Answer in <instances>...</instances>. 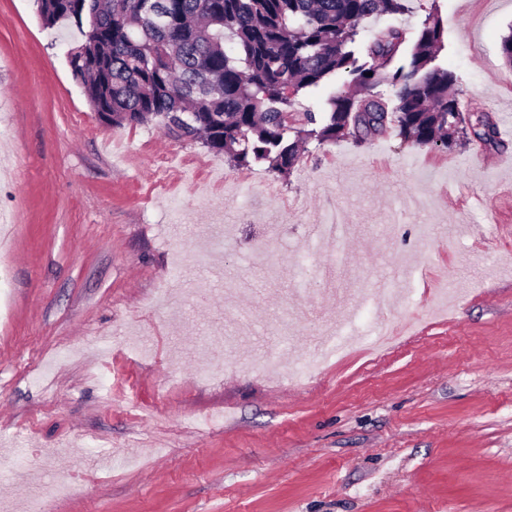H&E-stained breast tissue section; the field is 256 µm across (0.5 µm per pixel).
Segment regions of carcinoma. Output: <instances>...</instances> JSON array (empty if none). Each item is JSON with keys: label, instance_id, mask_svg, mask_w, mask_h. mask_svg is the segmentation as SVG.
I'll list each match as a JSON object with an SVG mask.
<instances>
[{"label": "carcinoma", "instance_id": "1", "mask_svg": "<svg viewBox=\"0 0 512 512\" xmlns=\"http://www.w3.org/2000/svg\"><path fill=\"white\" fill-rule=\"evenodd\" d=\"M408 0H35L46 29L83 37L67 63L92 110L112 126H160L234 166L286 175L312 141L367 143L395 132L415 146L496 143L489 112L463 114L457 77L435 64L439 17L412 46L397 25ZM347 77L328 111L299 105L310 88ZM382 83L394 98L374 92Z\"/></svg>", "mask_w": 512, "mask_h": 512}]
</instances>
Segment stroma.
<instances>
[{"instance_id":"1","label":"stroma","mask_w":512,"mask_h":512,"mask_svg":"<svg viewBox=\"0 0 512 512\" xmlns=\"http://www.w3.org/2000/svg\"><path fill=\"white\" fill-rule=\"evenodd\" d=\"M433 6L463 107L502 120L512 0H411L395 23L415 39ZM78 39L0 0V500L67 480L44 512H512V135L313 142L287 176L242 169L102 123L65 61ZM332 208L350 261L299 296L303 228ZM396 275L411 298L390 304ZM187 286L170 316L160 291ZM344 309L348 334L416 331L300 383L195 374L203 346L299 360Z\"/></svg>"}]
</instances>
